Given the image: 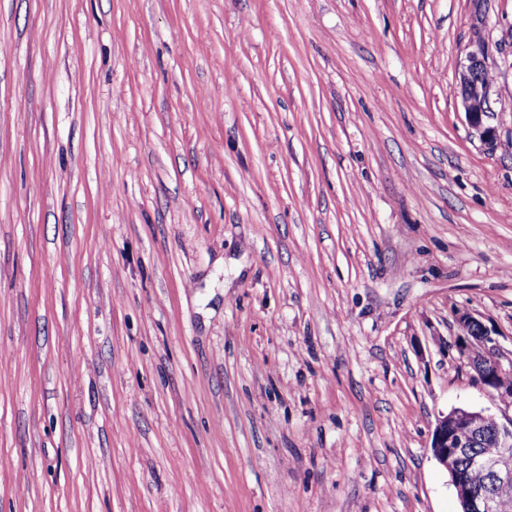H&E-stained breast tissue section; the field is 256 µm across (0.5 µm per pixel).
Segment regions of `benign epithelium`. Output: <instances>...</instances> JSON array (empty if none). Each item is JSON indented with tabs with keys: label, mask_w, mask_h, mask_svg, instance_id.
Returning a JSON list of instances; mask_svg holds the SVG:
<instances>
[{
	"label": "benign epithelium",
	"mask_w": 512,
	"mask_h": 512,
	"mask_svg": "<svg viewBox=\"0 0 512 512\" xmlns=\"http://www.w3.org/2000/svg\"><path fill=\"white\" fill-rule=\"evenodd\" d=\"M490 68L488 53L478 41L459 62V98L465 120L470 129L493 149L498 142L495 127L488 123L492 114L490 94L492 83L481 82L480 74ZM457 325L478 328V337L458 336L455 347L475 372L477 381L491 392L507 409L512 408V383H502L497 376L512 369V352L501 349L496 332L468 311H456ZM479 342L482 357L472 356V344ZM493 437L497 452L478 451L479 444ZM434 459L449 472L463 506V512H495L496 498L492 492L477 494L470 485L463 467L482 473L489 485L497 487L512 482V416L501 421L493 414L465 408H455L437 419L431 437Z\"/></svg>",
	"instance_id": "1"
}]
</instances>
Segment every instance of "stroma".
<instances>
[{"mask_svg":"<svg viewBox=\"0 0 512 512\" xmlns=\"http://www.w3.org/2000/svg\"><path fill=\"white\" fill-rule=\"evenodd\" d=\"M463 309L512 350V0H0V512H459ZM488 53L481 41L475 42L459 62L458 88L459 98L465 120L470 129L474 130L480 139L495 149L498 137L495 127L488 123L492 114L490 94L492 82H481L480 74L490 68Z\"/></svg>","mask_w":512,"mask_h":512,"instance_id":"1","label":"stroma"}]
</instances>
